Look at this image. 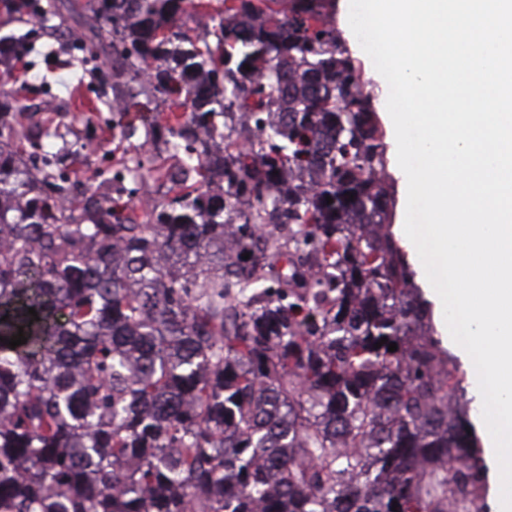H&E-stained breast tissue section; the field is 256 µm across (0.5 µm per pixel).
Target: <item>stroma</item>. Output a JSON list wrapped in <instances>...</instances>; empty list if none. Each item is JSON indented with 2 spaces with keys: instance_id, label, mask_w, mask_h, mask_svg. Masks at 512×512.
<instances>
[{
  "instance_id": "35a3bbf8",
  "label": "stroma",
  "mask_w": 512,
  "mask_h": 512,
  "mask_svg": "<svg viewBox=\"0 0 512 512\" xmlns=\"http://www.w3.org/2000/svg\"><path fill=\"white\" fill-rule=\"evenodd\" d=\"M20 40L25 54L12 73L0 69V90H8L12 101L24 105L37 117L52 115L69 130V156L64 163L80 178L112 172L113 128L144 127L168 109L162 99H147L137 83L90 85L89 78L69 60V54L52 29L51 21L12 24L0 28V37ZM130 99L128 111L115 112L109 105L113 95Z\"/></svg>"
}]
</instances>
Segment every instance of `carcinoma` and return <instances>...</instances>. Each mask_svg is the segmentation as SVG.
Listing matches in <instances>:
<instances>
[{"label":"carcinoma","mask_w":512,"mask_h":512,"mask_svg":"<svg viewBox=\"0 0 512 512\" xmlns=\"http://www.w3.org/2000/svg\"><path fill=\"white\" fill-rule=\"evenodd\" d=\"M96 2L81 65L108 50L96 79L176 110L166 156L122 152L105 190L61 167L53 120L0 113V336L27 338L0 341V512H480L322 0H222L203 38L177 21L210 0Z\"/></svg>","instance_id":"obj_1"}]
</instances>
